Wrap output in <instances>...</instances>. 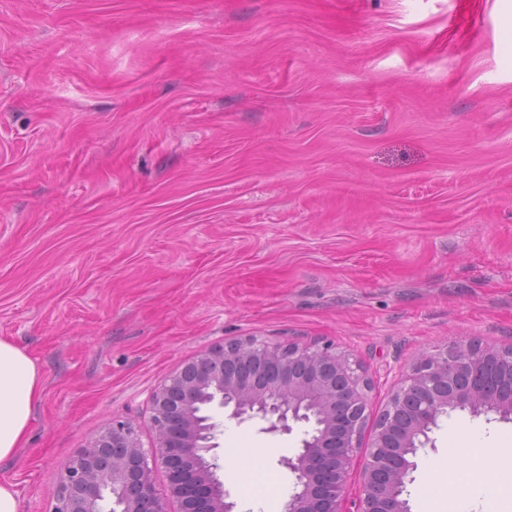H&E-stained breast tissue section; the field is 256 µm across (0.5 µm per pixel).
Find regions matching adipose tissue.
Here are the masks:
<instances>
[{
    "instance_id": "adipose-tissue-1",
    "label": "adipose tissue",
    "mask_w": 512,
    "mask_h": 512,
    "mask_svg": "<svg viewBox=\"0 0 512 512\" xmlns=\"http://www.w3.org/2000/svg\"><path fill=\"white\" fill-rule=\"evenodd\" d=\"M41 377L34 360L18 345L0 339V461L13 456L24 442L32 411L40 398ZM463 456L488 472L462 484H448L444 501L424 493L423 512H504L512 495V448H466Z\"/></svg>"
}]
</instances>
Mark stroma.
Here are the masks:
<instances>
[{
    "mask_svg": "<svg viewBox=\"0 0 512 512\" xmlns=\"http://www.w3.org/2000/svg\"><path fill=\"white\" fill-rule=\"evenodd\" d=\"M250 336L331 344L381 411L456 343L512 347V0H0V338L35 361L0 462L19 512L62 464ZM236 512L285 505L305 426L215 416ZM441 418L408 485L464 434Z\"/></svg>",
    "mask_w": 512,
    "mask_h": 512,
    "instance_id": "1",
    "label": "stroma"
}]
</instances>
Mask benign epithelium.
Listing matches in <instances>:
<instances>
[{
    "mask_svg": "<svg viewBox=\"0 0 512 512\" xmlns=\"http://www.w3.org/2000/svg\"><path fill=\"white\" fill-rule=\"evenodd\" d=\"M371 389L359 364L328 346L249 338L211 347L152 392L153 448H142L132 426L112 425L63 464L54 512H102L108 496L110 512H167L154 485L158 465L183 512H235L208 459L214 406L236 419L260 416L274 431L290 430L291 420L309 425L296 457L284 460L296 479L285 512H348L347 483L360 455L356 512H409L402 495L440 418L467 411L512 420V349L470 343L418 358L364 445Z\"/></svg>",
    "mask_w": 512,
    "mask_h": 512,
    "instance_id": "obj_1",
    "label": "benign epithelium"
}]
</instances>
